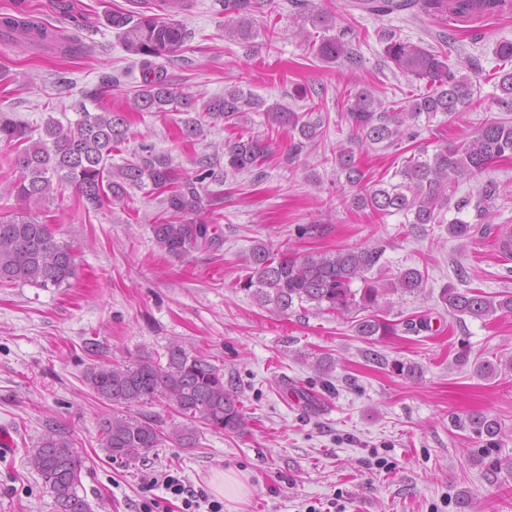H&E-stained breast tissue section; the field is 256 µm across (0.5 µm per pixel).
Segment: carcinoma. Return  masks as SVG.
Instances as JSON below:
<instances>
[{"label": "carcinoma", "instance_id": "obj_1", "mask_svg": "<svg viewBox=\"0 0 512 512\" xmlns=\"http://www.w3.org/2000/svg\"><path fill=\"white\" fill-rule=\"evenodd\" d=\"M137 8L113 11L107 16L109 27L120 38L124 51L139 59L143 84L128 100L133 112H182L181 133L189 140L205 136L209 120L222 119L237 124L247 112H264L267 120L285 130L293 141L289 159L318 144L323 137L321 111L316 89H301L299 97L309 106L295 109L280 102L272 104L238 86L224 88V95L203 102L191 94H175L164 66L183 57L192 32L179 16L188 11L193 0H159L157 7L149 0H131ZM353 6L376 17L408 13L413 18L434 17L453 32L456 24L475 16H494L505 8L504 0H353ZM253 0H224V35L248 44L257 33L251 19ZM311 21L322 26L325 35L311 46V52L325 63L341 62L351 72L363 66V59L353 48L348 27L337 25L328 11L310 12ZM0 36L20 46H38L64 57L85 54L88 47L48 28L28 13L0 17ZM384 54L401 73L424 80L430 90L406 105L384 102L374 87L363 82L352 84L341 100V111L351 129V140L369 146L398 147L419 136L418 121H431L442 115L453 122L460 113L478 102L476 96L481 73L476 61L465 57L450 63L448 54L400 39L391 30H382ZM499 94L498 108L512 112V69L494 72ZM130 135L128 120L122 112L102 109L81 112V117L67 125L48 117L38 138L30 128L0 110V142L14 147V179L4 192L16 198L21 207L13 212L0 211V285L27 283L40 288H60L77 277V256L72 247L56 240L51 225L39 216L42 204L58 192L59 186H72L85 212L100 211L123 200L137 188L161 198L164 216L150 225L153 241L160 251L184 259L193 251L217 249L224 241L215 209L221 203L208 198L204 182H219L223 177L249 173L257 168L270 150L260 135H241L221 145L224 174L215 172L211 159L198 161L193 174H180L172 158L148 145L141 146L121 165L112 164V152ZM512 159V121L505 118L484 123L459 145H443L428 153L425 148L411 155L394 176L396 184H364L365 173L355 151L342 148L336 152V178L356 189L351 197H341L347 206L367 212L382 220L401 214L415 228L443 223L445 211L458 216L448 221V233L455 238H471L473 223L484 224L499 197L498 187L488 182L478 190L472 202H452L460 182L474 177L489 166ZM473 206L475 222L461 216ZM210 212L204 218V212ZM379 246H354L334 253L290 255L274 252L260 242L251 248L248 274L236 281V287L251 295L262 307L279 316L309 304L339 316L352 312L363 314L354 320V332L369 343L397 335L398 324L376 314L381 300L391 294L414 293L422 288L424 272L401 268L386 283L369 276L381 263ZM361 286L356 288L354 283ZM441 299L448 313L483 320L497 312L512 313V292L494 300L478 289L444 288ZM374 362L389 364L378 352ZM392 371L414 377L417 366L395 361ZM90 389L112 405V415L101 420L99 441L110 459L136 462L153 448L172 442L179 448H195L198 421L214 432H241L246 419L239 395L224 383V372L205 356L191 353L173 342L165 359L149 354L127 361H101L87 367L84 374ZM165 402L187 419L165 433L154 420L132 416L123 409L133 405ZM468 426L485 448L500 445L501 425L484 413L469 416ZM27 464L42 479L53 499L54 512H90L85 497L79 495L84 460L73 443L49 427L33 448Z\"/></svg>", "mask_w": 512, "mask_h": 512}]
</instances>
